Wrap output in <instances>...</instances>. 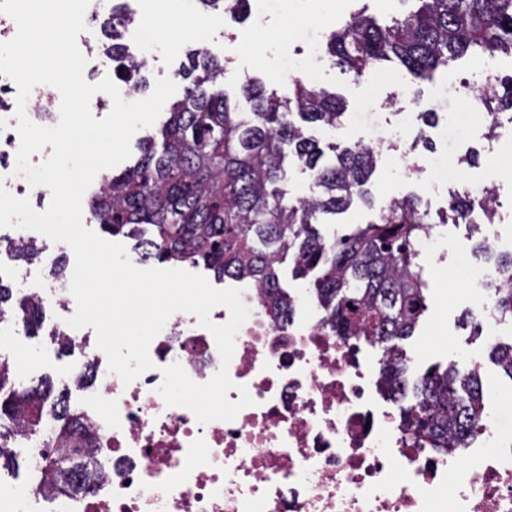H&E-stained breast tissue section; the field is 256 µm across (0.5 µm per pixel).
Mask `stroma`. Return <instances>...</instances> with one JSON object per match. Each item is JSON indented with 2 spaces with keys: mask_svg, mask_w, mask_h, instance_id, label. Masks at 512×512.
<instances>
[{
  "mask_svg": "<svg viewBox=\"0 0 512 512\" xmlns=\"http://www.w3.org/2000/svg\"><path fill=\"white\" fill-rule=\"evenodd\" d=\"M133 14L158 17L149 29L146 45L162 44V53H148L141 69L147 90H154L158 78L173 76L186 60L188 49L205 45L224 60L223 84L230 95H237L250 77L266 81L269 87L283 89L290 75L289 63L304 57L316 60L317 87L343 96L347 102L344 126L338 131L308 127L309 135L325 143L362 142L377 154L372 177L376 203L408 192L418 193L431 212H443L450 197H461L469 187H495L500 200L495 228L501 251H512V130L498 129L488 137L487 120L467 114L463 104L465 87L477 88L485 82V63L463 59L449 65L435 82H413L407 72L392 65L371 72L361 83L330 66L325 53V37L336 24L348 19L352 0H281L277 12L264 11V0H252L251 19L239 21L214 12L192 17L187 0H126ZM264 16V29H256L253 19ZM431 110L439 116L436 127L424 129L419 112ZM481 154L478 165L461 164L468 148ZM459 176L448 183L443 170ZM433 233L451 240L450 248L425 258L428 283V309L414 336L403 346L410 359L408 378L416 380L430 366L471 368L473 360L482 364L484 403L512 417V380L505 377L488 359L484 337L478 336L463 313L477 315L480 310L473 292L462 279L467 264L482 265L476 257V241L464 227L435 225ZM49 326L38 333L26 331L0 338V360L25 355L33 365L25 386L38 385L50 378L71 405L82 402L86 389L78 383L85 364L80 350L60 352L49 338Z\"/></svg>",
  "mask_w": 512,
  "mask_h": 512,
  "instance_id": "obj_1",
  "label": "stroma"
}]
</instances>
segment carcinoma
Returning <instances> with one entry per match:
<instances>
[{
    "label": "carcinoma",
    "mask_w": 512,
    "mask_h": 512,
    "mask_svg": "<svg viewBox=\"0 0 512 512\" xmlns=\"http://www.w3.org/2000/svg\"><path fill=\"white\" fill-rule=\"evenodd\" d=\"M204 8L226 14L245 11L250 0H198ZM410 9L386 24L367 4L326 36L332 66L360 82L380 65L396 64L414 79L431 82L448 62L469 56H512V0H408ZM128 16L112 8V52L121 51L120 26ZM124 83L142 90V64L121 56ZM190 85L169 106L160 123L161 143L142 140L140 155L118 173L102 178L92 196L90 214L112 236L135 241L145 261L187 263L213 274L248 279L265 290L275 317L288 313L291 296L280 284L279 267L292 259L296 277L313 276L312 285L325 320L336 333L376 336L395 352L392 370L401 389L407 359L400 341L411 336L427 309V281L416 248L432 224H466L481 234L485 249L490 225L498 214L495 188H483L480 199H456L434 220L418 196L394 198L375 208L371 178L375 151L359 142L322 148L303 124L342 127L343 97L318 89L301 77L288 83V95L268 91L259 79L241 87L250 111L241 112L219 87L224 59L198 48L191 66L178 73ZM495 135L499 115L512 110V76L489 79L477 91ZM294 158L309 172L317 192L294 203L286 201L282 184L285 162ZM361 204L369 211L364 224L335 231L327 238L318 224H334L336 216ZM11 260L33 264L42 249L29 238L0 240ZM488 302L498 322L512 325V285L489 288ZM41 304L16 298L0 277V325L23 324L38 332ZM489 355L512 381V343L495 344ZM53 386L19 387L9 367L0 363V470L17 466L12 446L24 436L41 448L42 463L32 484L60 493L95 479L91 469L70 462L73 449L88 457L89 441L77 443L74 414L63 395L51 398ZM50 408L59 421L41 427ZM415 434L434 448L466 447V430L484 411L480 371L462 373L453 366L435 369L414 385Z\"/></svg>",
    "instance_id": "obj_1"
}]
</instances>
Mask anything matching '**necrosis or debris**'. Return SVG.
<instances>
[{
  "label": "necrosis or debris",
  "mask_w": 512,
  "mask_h": 512,
  "mask_svg": "<svg viewBox=\"0 0 512 512\" xmlns=\"http://www.w3.org/2000/svg\"><path fill=\"white\" fill-rule=\"evenodd\" d=\"M111 0H91L79 36L90 70L108 74L112 57L96 51L97 20ZM512 280L474 267L466 281L482 301L485 339L498 321L486 306L488 283ZM250 310L235 338L229 376L253 400L231 421L199 424L158 393L164 368L178 363L196 382L221 365L213 335L178 312L151 342V369L123 384L105 354H88L93 389L78 408L100 442L91 454V494H49L32 485L8 489L0 512H512V431L485 411L467 447H421L378 343L341 336L318 305L293 303L271 317L260 290L242 280Z\"/></svg>",
  "instance_id": "1"
}]
</instances>
